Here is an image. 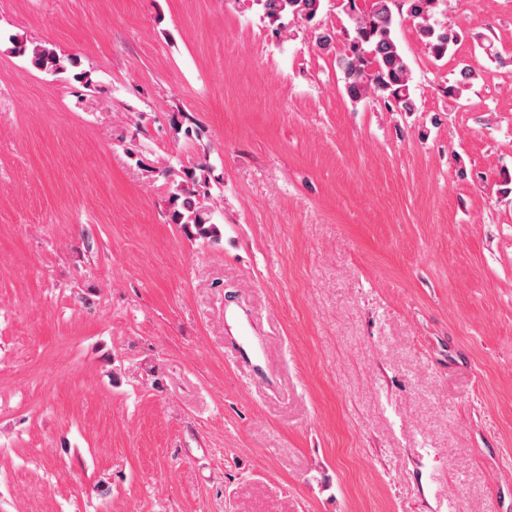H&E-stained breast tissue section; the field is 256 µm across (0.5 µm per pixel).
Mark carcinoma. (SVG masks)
I'll list each match as a JSON object with an SVG mask.
<instances>
[{
	"label": "carcinoma",
	"mask_w": 512,
	"mask_h": 512,
	"mask_svg": "<svg viewBox=\"0 0 512 512\" xmlns=\"http://www.w3.org/2000/svg\"><path fill=\"white\" fill-rule=\"evenodd\" d=\"M365 2L359 7V2ZM263 18L275 24L285 17L314 24L323 9L324 0H255ZM345 14L352 22L349 44L339 60L347 96L352 102L370 97L380 98L396 112L414 111L411 90V70L402 55L395 37V12L406 11L417 19L416 34L436 60H441L461 40L452 26L432 21L442 0H340ZM14 49L28 55L34 66L56 75L79 67L78 58L65 55L40 43H27L10 37ZM478 78L476 70L465 65L459 78L444 92L456 98L463 88ZM168 185L169 218L184 232L195 238L216 241L221 237L218 224L213 222L211 167L198 163L178 171L164 169Z\"/></svg>",
	"instance_id": "carcinoma-1"
}]
</instances>
